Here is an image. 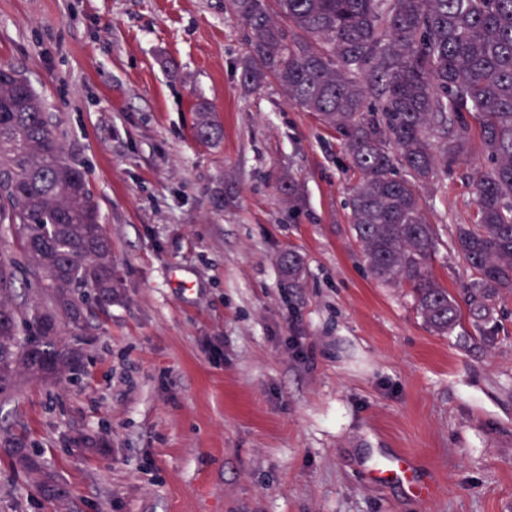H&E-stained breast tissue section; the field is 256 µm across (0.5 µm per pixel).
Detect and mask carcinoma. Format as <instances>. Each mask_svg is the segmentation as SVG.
Instances as JSON below:
<instances>
[{
  "mask_svg": "<svg viewBox=\"0 0 512 512\" xmlns=\"http://www.w3.org/2000/svg\"><path fill=\"white\" fill-rule=\"evenodd\" d=\"M228 18L250 30L241 79H273L288 102L316 114L340 137L350 167V221L373 277L408 286L418 314L437 335L461 317L453 294L428 267L438 234L417 185L440 165L473 151L488 163L473 181L472 222L453 247L470 269L469 315L490 321L496 298L512 291V0H224ZM220 139L206 108L195 130ZM14 226L35 271L32 301L19 312L0 301V393L31 369L21 326L37 329L51 379L75 370L77 352L59 345L58 317L83 328V305L105 310L121 295L112 241L86 172L65 155L42 97L0 62V223ZM39 495L63 489L23 440L7 444Z\"/></svg>",
  "mask_w": 512,
  "mask_h": 512,
  "instance_id": "carcinoma-1",
  "label": "carcinoma"
}]
</instances>
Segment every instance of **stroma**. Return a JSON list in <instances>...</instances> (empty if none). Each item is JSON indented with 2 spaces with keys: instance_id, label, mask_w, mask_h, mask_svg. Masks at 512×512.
<instances>
[{
  "instance_id": "35a3bbf8",
  "label": "stroma",
  "mask_w": 512,
  "mask_h": 512,
  "mask_svg": "<svg viewBox=\"0 0 512 512\" xmlns=\"http://www.w3.org/2000/svg\"><path fill=\"white\" fill-rule=\"evenodd\" d=\"M246 46L224 0H0V62L45 98L123 281L80 335L60 327L76 372L0 397V512H512V292L484 328L465 313L440 336L409 289L373 279L338 135L275 80L246 90ZM203 106L212 145L194 134ZM483 164L419 189L429 271L453 293ZM15 437L64 504L12 464ZM396 453L432 477L429 499L373 474Z\"/></svg>"
}]
</instances>
